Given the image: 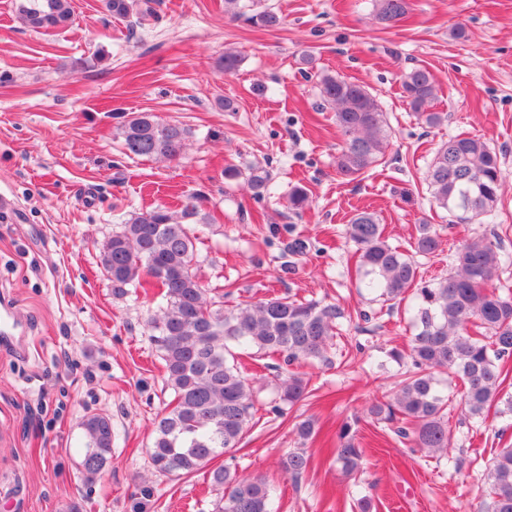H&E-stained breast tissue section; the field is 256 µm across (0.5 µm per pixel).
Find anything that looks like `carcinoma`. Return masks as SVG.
I'll use <instances>...</instances> for the list:
<instances>
[{
	"label": "carcinoma",
	"mask_w": 512,
	"mask_h": 512,
	"mask_svg": "<svg viewBox=\"0 0 512 512\" xmlns=\"http://www.w3.org/2000/svg\"><path fill=\"white\" fill-rule=\"evenodd\" d=\"M242 0H224L225 7L246 23L275 28L272 10L248 13ZM373 18L392 25L408 13L409 0H372ZM134 0H105L112 16L128 19ZM23 24L35 31L56 30L74 20L72 0H23ZM402 97L419 121L433 128L447 114L433 111L437 86L432 73L414 66L400 76ZM321 99L334 110L343 145L336 157L339 174L353 179L380 160L389 148L385 113L365 86L341 77L322 75ZM122 147L128 156L179 159L191 136L189 129L140 113L121 127ZM431 202L457 221L481 223L491 215L506 183L497 152L471 136L441 141L426 176ZM256 198L264 196L271 178L252 167L246 177ZM208 222L199 206L188 204L181 215L156 206L131 216L101 244L99 262L118 296L130 289L159 288L157 309L149 326L163 361L167 386L173 392L167 412L156 422L151 446L154 469L168 475H191L215 458L238 447L253 419L255 396L237 363L233 348H255L276 355L286 366L328 363L334 339L341 335L344 313L321 301L272 297L224 310V291L204 287L196 274L199 254L193 225ZM346 234L356 246L357 271L366 288L392 309L411 296L415 300L417 333L409 352L391 351L402 365L392 397L367 407L376 421L398 424V433L411 439L430 458L448 456L451 431L448 410L453 394L443 382L460 383L465 419L482 424L493 405L499 415H512V396L502 399L511 370L512 289L500 283L512 257L503 252L498 236L482 235L465 241L455 253L448 275L426 281L413 256L390 245L375 213L353 215ZM440 238L431 224L418 225L415 254L438 255ZM281 401L295 404L308 394V381L287 373L280 379ZM86 439L82 469L92 482L112 459V419L88 414L81 422ZM335 461L352 476L360 473L362 449L349 426L339 434ZM310 465L304 448L282 460L281 470L298 478ZM217 491L212 512H273L274 483L262 475H242L230 466L208 471ZM486 501L481 512H512V447L501 449L481 475Z\"/></svg>",
	"instance_id": "carcinoma-1"
}]
</instances>
